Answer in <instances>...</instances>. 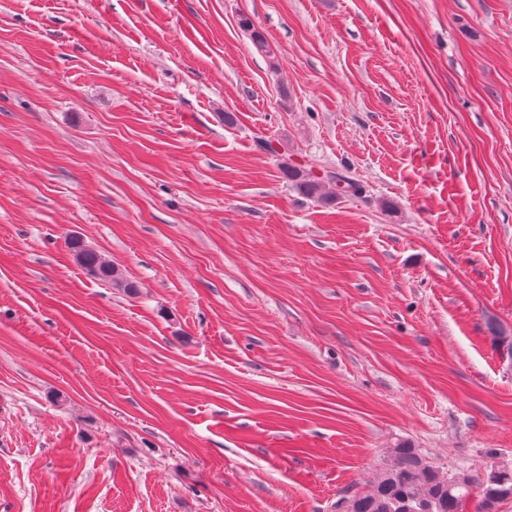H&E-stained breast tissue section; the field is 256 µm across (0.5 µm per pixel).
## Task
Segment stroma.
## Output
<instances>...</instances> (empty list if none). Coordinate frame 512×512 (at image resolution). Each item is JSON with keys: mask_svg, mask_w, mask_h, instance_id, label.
I'll use <instances>...</instances> for the list:
<instances>
[{"mask_svg": "<svg viewBox=\"0 0 512 512\" xmlns=\"http://www.w3.org/2000/svg\"><path fill=\"white\" fill-rule=\"evenodd\" d=\"M504 335L512 0H0V512L512 466ZM283 177L301 195L308 199L329 204L336 198L357 197L362 193V186L356 180L339 174L314 176L305 167L294 162L281 166ZM326 184L329 186L327 187ZM330 184L333 186L330 189ZM70 248L77 262L88 273L101 280H109L121 284L130 294H136L137 286L133 282L124 281L119 269L112 262L94 249L86 247L79 239H72Z\"/></svg>", "mask_w": 512, "mask_h": 512, "instance_id": "stroma-1", "label": "stroma"}]
</instances>
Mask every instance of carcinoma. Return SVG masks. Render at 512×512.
<instances>
[{
    "mask_svg": "<svg viewBox=\"0 0 512 512\" xmlns=\"http://www.w3.org/2000/svg\"><path fill=\"white\" fill-rule=\"evenodd\" d=\"M281 171L299 194L324 204L362 193L360 183L339 174L315 176L294 162L283 164ZM70 248L77 262L94 277L121 284L130 294L137 292V286L123 280L119 269L97 251L76 238ZM473 499L475 512H498L501 504L512 500V468L494 464L481 476L465 470L444 476L416 449L405 446L392 451L390 463L368 488L342 497L348 512H466Z\"/></svg>",
    "mask_w": 512,
    "mask_h": 512,
    "instance_id": "carcinoma-1",
    "label": "carcinoma"
}]
</instances>
